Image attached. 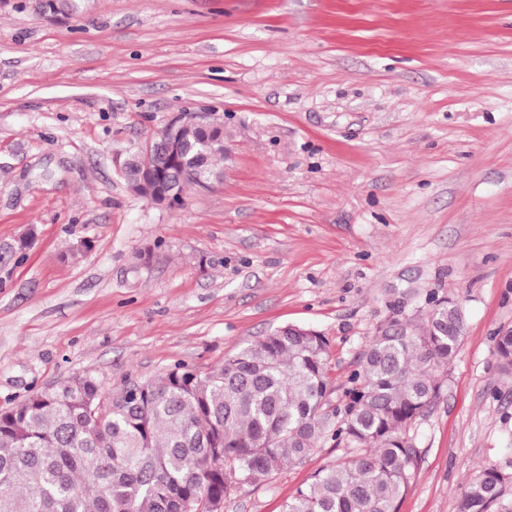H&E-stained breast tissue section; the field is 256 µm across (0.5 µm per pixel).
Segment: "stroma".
I'll return each instance as SVG.
<instances>
[{
    "label": "stroma",
    "mask_w": 512,
    "mask_h": 512,
    "mask_svg": "<svg viewBox=\"0 0 512 512\" xmlns=\"http://www.w3.org/2000/svg\"><path fill=\"white\" fill-rule=\"evenodd\" d=\"M200 111L222 181L133 194L113 157ZM432 293L465 332L398 512H459L478 468L512 471V0H0V410L74 375L207 372L287 323L325 336L339 397ZM342 453L224 512H282ZM87 0H41L36 5L40 13L62 16H73L83 10ZM511 330V329H510ZM506 331V330H505ZM505 331H499L494 336V353L499 368L504 375L512 374V330L506 335Z\"/></svg>",
    "instance_id": "stroma-1"
}]
</instances>
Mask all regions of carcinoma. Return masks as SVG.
Here are the masks:
<instances>
[{
    "label": "carcinoma",
    "instance_id": "carcinoma-1",
    "mask_svg": "<svg viewBox=\"0 0 512 512\" xmlns=\"http://www.w3.org/2000/svg\"><path fill=\"white\" fill-rule=\"evenodd\" d=\"M86 0H39L43 14L73 16ZM181 161L145 170L125 156L121 177L180 204L190 185L221 174L224 129L179 128ZM415 322L377 332L334 402L328 343L312 330L271 331L209 372L178 363L156 378L106 392L75 376L0 411V512H219L234 493L303 462L330 439L346 452L296 490L283 512H398L420 464L409 431L441 397L461 345L464 316L428 299ZM512 374V333L494 336ZM512 472L479 470L460 512H512Z\"/></svg>",
    "mask_w": 512,
    "mask_h": 512
}]
</instances>
